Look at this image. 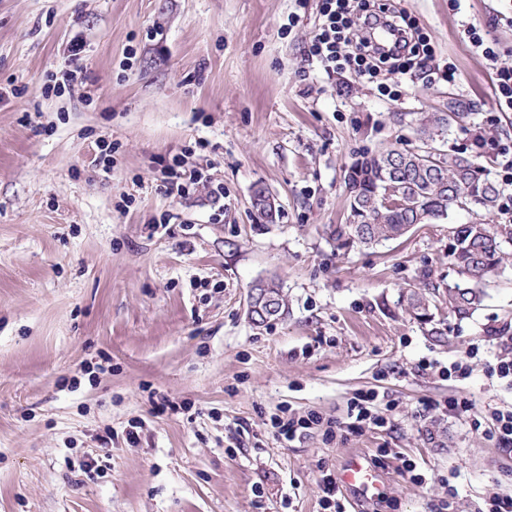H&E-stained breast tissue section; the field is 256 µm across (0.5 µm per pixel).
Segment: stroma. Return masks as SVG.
<instances>
[{"instance_id": "1", "label": "stroma", "mask_w": 512, "mask_h": 512, "mask_svg": "<svg viewBox=\"0 0 512 512\" xmlns=\"http://www.w3.org/2000/svg\"><path fill=\"white\" fill-rule=\"evenodd\" d=\"M395 4L455 83L318 71L319 0H0V512H324L321 478L353 453L385 486L348 512H435L452 486L455 512L512 496V447L484 433L512 407V383L488 371L512 349V260L440 335L403 302L454 279L450 228L512 219L454 208L375 247L329 237L351 164L417 149L449 103L462 117L435 133L440 153L470 151L475 125L512 141L463 33L480 28L512 64L502 0ZM76 63L81 82L44 94ZM175 157L208 177L184 199L160 174ZM260 187L274 222L251 205ZM270 278L288 312L257 327L248 293ZM459 361L468 375H449ZM371 391L385 427L348 430ZM462 397L472 409L449 415ZM311 413L320 426L278 438L275 420Z\"/></svg>"}]
</instances>
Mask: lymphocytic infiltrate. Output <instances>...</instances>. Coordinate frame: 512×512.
<instances>
[{
  "label": "lymphocytic infiltrate",
  "mask_w": 512,
  "mask_h": 512,
  "mask_svg": "<svg viewBox=\"0 0 512 512\" xmlns=\"http://www.w3.org/2000/svg\"><path fill=\"white\" fill-rule=\"evenodd\" d=\"M324 21L315 34L308 55L328 74L347 72L370 80L398 72L430 59V48L405 11L392 9L384 0H320ZM385 22L394 31L390 44L379 45L358 35L361 27ZM471 46L490 61L495 70V100L498 111L512 110V64L502 62L500 50L487 41L480 29L464 31Z\"/></svg>",
  "instance_id": "f902f5d3"
}]
</instances>
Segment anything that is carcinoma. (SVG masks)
Masks as SVG:
<instances>
[{
  "instance_id": "cac0c4a2",
  "label": "carcinoma",
  "mask_w": 512,
  "mask_h": 512,
  "mask_svg": "<svg viewBox=\"0 0 512 512\" xmlns=\"http://www.w3.org/2000/svg\"><path fill=\"white\" fill-rule=\"evenodd\" d=\"M350 217L346 224L329 228L336 248L354 244L373 246L398 239L420 224H432L448 217V210L478 206L491 210L499 190L472 158L461 153L428 159L423 151L389 148L365 156L354 163L347 175ZM392 191L400 199L395 205L383 204L384 194ZM449 257L459 279L443 287L410 288L404 295L408 315L422 325L432 323L419 317V309H438L443 300L448 311L466 316L478 309L486 296L483 285L502 264L512 242V229H494L481 221L451 228Z\"/></svg>"
}]
</instances>
